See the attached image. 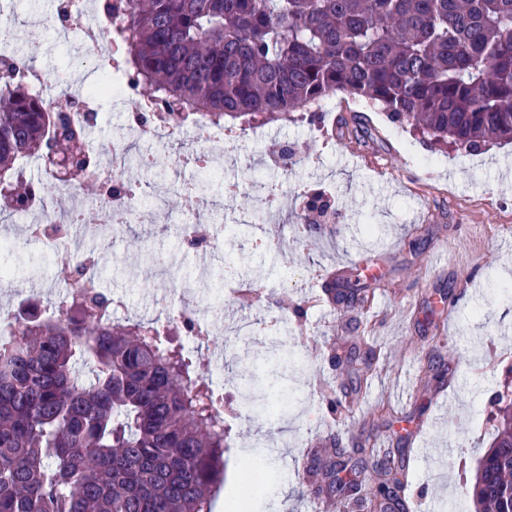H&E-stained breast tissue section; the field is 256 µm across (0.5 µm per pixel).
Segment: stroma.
<instances>
[{
	"label": "stroma",
	"mask_w": 512,
	"mask_h": 512,
	"mask_svg": "<svg viewBox=\"0 0 512 512\" xmlns=\"http://www.w3.org/2000/svg\"><path fill=\"white\" fill-rule=\"evenodd\" d=\"M52 8L53 0H16L14 49L25 54L28 32L40 35L50 48L38 62L46 89L78 93L97 74L78 66L84 54L78 39L62 40L49 26ZM331 103L316 137L298 117L238 133L225 151L223 178L241 187L227 198L223 178H208L216 202L210 210L182 193L197 173L192 164L176 162L174 142H135L137 154H153L158 164L125 173L149 190L134 222L101 229L102 279L123 304L120 319L165 317L175 300L174 278L193 279L204 267L214 283L228 259L238 262L244 288L263 292V301L253 303L214 286L196 294L202 319L223 307L224 333L188 344L230 408L225 477L234 474L236 448L266 458L265 486L252 498L251 512H271L272 494L281 496L282 512H314V491L296 474V457L333 435L357 441L372 433L381 447L400 450L412 485L427 493L417 512H446L457 497L466 512H475L469 489L492 441L490 399L512 369V299L503 296L512 288V183L504 178L512 170V144L493 141L477 155L434 148L416 128L390 123L366 100L340 93ZM355 112L368 119L367 138L331 136L338 115ZM159 189L167 194L162 212L155 207ZM316 191L335 199L342 230L330 239L296 231L302 198ZM188 214L235 231L206 259L183 255L176 238ZM9 232L14 243L7 259L17 285L0 291V310L30 298L56 302L67 286L66 265L30 239L23 224ZM362 251L371 264L368 280L382 290L373 309L321 303L322 281L333 264L351 262ZM437 256L447 274L434 281L430 261ZM463 268L470 285L460 289ZM295 304L306 310L303 321L290 312ZM370 344L379 360L368 373L360 358ZM333 354L342 368L330 369ZM258 355L273 366L289 364L286 379L268 392L278 405L272 414L254 413L239 392ZM431 361L458 364L447 397L435 403L422 389L406 398L402 386L416 384L420 366ZM331 389L350 413H326L323 397ZM423 423L428 429L412 446Z\"/></svg>",
	"instance_id": "35a3bbf8"
}]
</instances>
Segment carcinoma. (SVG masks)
<instances>
[{"label": "carcinoma", "mask_w": 512, "mask_h": 512, "mask_svg": "<svg viewBox=\"0 0 512 512\" xmlns=\"http://www.w3.org/2000/svg\"><path fill=\"white\" fill-rule=\"evenodd\" d=\"M116 45L115 68L157 110L131 121L180 129L255 127L311 112L336 95L361 97L392 123H411L439 145L479 152L512 141V0H97ZM29 59L0 54V216L20 205L49 209L42 181L23 177L22 156L44 160L100 125L74 120L36 95ZM99 200L116 191L83 179ZM69 296L42 316L17 310L0 339V512H212L224 484L230 428L207 377L170 331L202 335L193 303L163 327L114 321L112 295L80 256L68 262ZM363 307L372 289L357 278L328 289ZM94 361L75 376L76 358ZM493 399L495 433L473 477L476 512H512V399ZM339 455L378 459L357 512L397 500L402 461L365 439Z\"/></svg>", "instance_id": "obj_1"}]
</instances>
